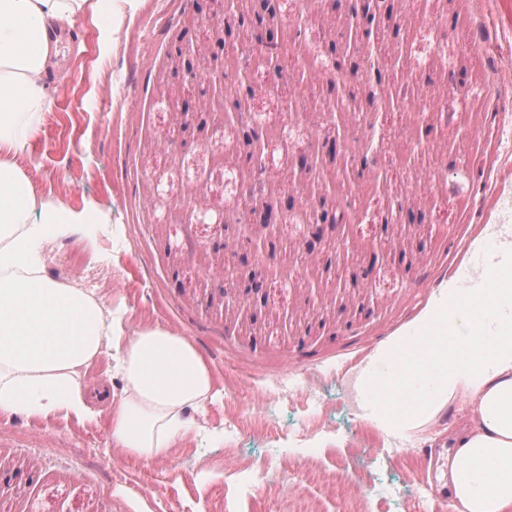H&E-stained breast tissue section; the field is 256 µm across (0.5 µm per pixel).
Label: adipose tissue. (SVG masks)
Here are the masks:
<instances>
[{
  "mask_svg": "<svg viewBox=\"0 0 512 512\" xmlns=\"http://www.w3.org/2000/svg\"><path fill=\"white\" fill-rule=\"evenodd\" d=\"M94 7L93 0H0V415H103L114 455L165 462L191 438L218 379L187 337L149 323L124 335L121 319L93 295L46 275L39 247L89 223L90 211L60 197L38 202L8 160L37 135L48 109V29H67ZM478 281L467 290L453 280L433 289L410 336L379 345L358 386L372 393L365 419L383 435L413 432L450 404H469L448 495L456 512H512V312L502 311L512 301V226L503 225L497 262ZM483 311L497 313L495 325L480 320ZM108 345L121 388L95 409L82 369Z\"/></svg>",
  "mask_w": 512,
  "mask_h": 512,
  "instance_id": "obj_1",
  "label": "adipose tissue"
}]
</instances>
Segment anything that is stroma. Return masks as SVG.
Segmentation results:
<instances>
[{
  "label": "stroma",
  "mask_w": 512,
  "mask_h": 512,
  "mask_svg": "<svg viewBox=\"0 0 512 512\" xmlns=\"http://www.w3.org/2000/svg\"><path fill=\"white\" fill-rule=\"evenodd\" d=\"M299 5L279 0V65L252 60L241 97L263 133L266 200L296 202L262 240L258 306L225 303L211 276L249 184L247 168L226 160L240 127L219 122L177 53L186 45L237 67L218 45L221 0H142L134 11L111 0L109 14L69 28L41 129L11 159L38 199L63 196L106 221L94 238L76 228L45 245L46 270L124 311L125 334L143 318L178 330L222 393L200 436L161 463L114 457L102 418L0 415V512H414L428 450L451 442L470 408L457 402L417 432L380 436L355 379L382 341L410 332L434 288L488 265L483 237L512 221V154L496 141L500 114L512 113V0H394L374 39L335 54L345 9L316 0L303 20ZM376 60L387 63L378 78ZM452 71L463 76L455 89ZM334 80L353 135L382 143L374 177L360 175L354 146L317 148L336 136L317 122ZM422 99L436 111L416 112ZM323 193L349 218L310 255L304 202ZM398 202L417 223H391ZM291 370L300 384L280 389ZM266 462L278 479L254 481Z\"/></svg>",
  "instance_id": "obj_1"
}]
</instances>
